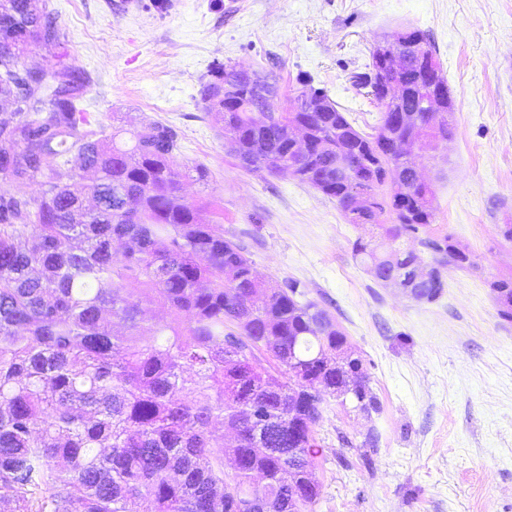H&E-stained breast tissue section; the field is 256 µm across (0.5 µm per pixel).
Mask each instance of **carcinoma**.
<instances>
[{"mask_svg": "<svg viewBox=\"0 0 512 512\" xmlns=\"http://www.w3.org/2000/svg\"><path fill=\"white\" fill-rule=\"evenodd\" d=\"M62 37L38 0L0 4V40L51 52ZM409 37L415 74L419 53L434 50L422 31ZM380 64L373 56L355 79L377 95ZM18 68L0 57V101L13 107L0 119V181L39 195L0 191V512H313L320 486L304 469L319 453L326 397L378 409L367 376L336 366L351 352L346 337L327 310L299 300L297 281H259L224 225L182 196L183 180L206 185L210 171L176 166L179 128L152 120L134 132L114 115L112 133L96 131L71 74L21 78ZM252 76L215 61L199 79L241 168L289 174L336 201L348 223L382 230L384 251L362 238L352 248L381 283L392 273L432 302L446 269L473 266L450 237L428 233L430 186L402 197L413 172L389 142L411 132L423 152L451 135L428 125L416 80L400 105L412 125L384 110L368 133L337 108H298L299 95L263 112L261 93L279 97V78ZM290 125L306 127L312 150H292ZM344 150L373 199L358 216L336 176ZM404 236L429 254L431 280L415 281L422 259ZM490 288L512 320V279ZM316 379L317 398L307 391Z\"/></svg>", "mask_w": 512, "mask_h": 512, "instance_id": "obj_1", "label": "carcinoma"}]
</instances>
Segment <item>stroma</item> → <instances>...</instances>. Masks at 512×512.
Instances as JSON below:
<instances>
[{"label":"stroma","mask_w":512,"mask_h":512,"mask_svg":"<svg viewBox=\"0 0 512 512\" xmlns=\"http://www.w3.org/2000/svg\"><path fill=\"white\" fill-rule=\"evenodd\" d=\"M47 0L66 38L63 62L95 122L167 119L179 163L207 165L190 201L224 211V230L260 279L295 280L360 357L380 408L324 404L316 428L314 512H512V321L492 281L512 278V0ZM426 32L453 93L454 134L418 160L436 234L471 253L447 287L417 301L353 256L380 230L348 224L336 201L287 175L246 171L205 114L198 80L213 61L275 70V109L304 84L325 89L361 130L380 107L353 83L375 44Z\"/></svg>","instance_id":"obj_1"}]
</instances>
